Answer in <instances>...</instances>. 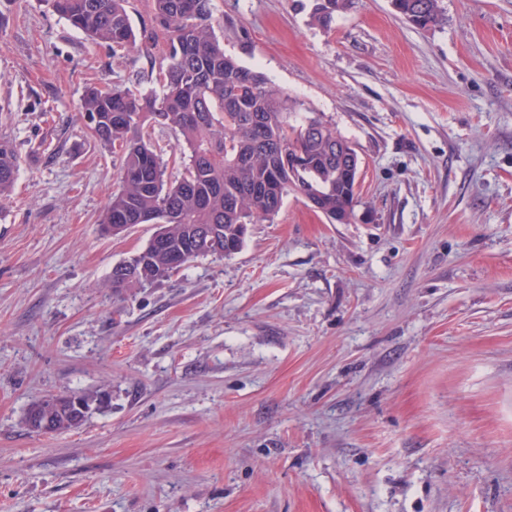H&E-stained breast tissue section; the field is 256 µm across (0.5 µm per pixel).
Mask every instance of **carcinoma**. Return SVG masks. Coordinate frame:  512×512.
<instances>
[{"label":"carcinoma","mask_w":512,"mask_h":512,"mask_svg":"<svg viewBox=\"0 0 512 512\" xmlns=\"http://www.w3.org/2000/svg\"><path fill=\"white\" fill-rule=\"evenodd\" d=\"M53 12L92 40L112 47L133 46L137 37L125 0H45ZM310 21L330 28L352 0H310ZM396 12L412 24L435 27L445 20L442 0H394ZM154 28L165 37L156 79L160 94L87 87L79 112L91 131L120 155L119 188L112 192L102 223L121 234L136 224H155L148 244L112 268V291L141 288L168 277L194 259L230 257L243 245L248 225L275 216L293 191L330 223L351 220L359 203L360 174L354 144L320 114H301L302 104L244 66L224 50L234 39L245 50L248 33L225 29L219 38L211 22V0H153ZM168 130L172 153L183 166L168 176L163 151L151 130ZM305 156L300 170L288 158ZM19 158L0 140V201L11 191ZM95 404L98 391L58 395L62 408L30 404L23 424L35 416L47 432L69 428L76 411L70 397Z\"/></svg>","instance_id":"obj_1"}]
</instances>
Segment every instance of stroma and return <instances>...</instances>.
I'll list each match as a JSON object with an SVG mask.
<instances>
[{"mask_svg":"<svg viewBox=\"0 0 512 512\" xmlns=\"http://www.w3.org/2000/svg\"><path fill=\"white\" fill-rule=\"evenodd\" d=\"M390 0L330 28L296 0H212L228 51L361 158L355 218L289 193L232 257L114 294L153 224L100 216L118 160L92 83L155 88L165 42L88 40L0 0V512H512V0ZM107 405L53 434L28 405ZM395 11L412 24L421 27H435L445 20L442 0H391ZM390 1V2H391ZM19 165V158L7 141L0 140V201L11 191Z\"/></svg>","mask_w":512,"mask_h":512,"instance_id":"obj_1","label":"stroma"}]
</instances>
